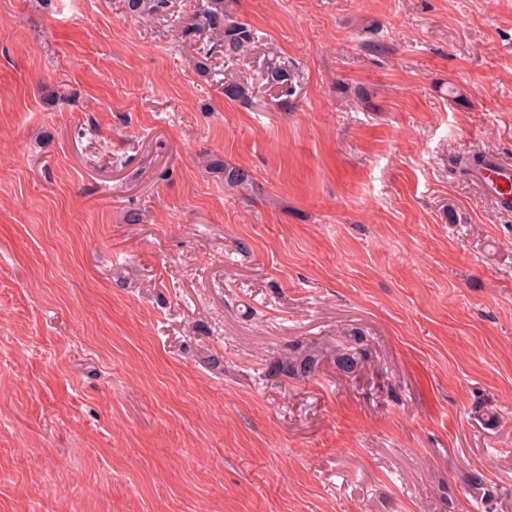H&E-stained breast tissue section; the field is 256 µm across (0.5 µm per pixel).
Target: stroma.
Wrapping results in <instances>:
<instances>
[{
	"label": "stroma",
	"instance_id": "obj_1",
	"mask_svg": "<svg viewBox=\"0 0 512 512\" xmlns=\"http://www.w3.org/2000/svg\"><path fill=\"white\" fill-rule=\"evenodd\" d=\"M195 3L0 0V512H512V0ZM169 0H126L127 13L132 17H152L168 7ZM229 5V0H200L195 13L179 31L182 40L202 29L212 33L210 40L196 49L199 57L195 66L203 75L211 74L208 63L217 48L230 60L245 55L254 42L252 29L233 19ZM263 72L264 79L267 80L271 86L279 85L282 89V93H291L293 91V73L274 56L271 58L268 57ZM252 84L245 76L231 74L224 76V95L230 100H245L250 96ZM470 181L478 195L505 215L512 214V158L489 154L473 170ZM367 352L352 336H329L321 341H293L281 357L273 361L272 372L292 380L314 375L325 360L344 374L360 371Z\"/></svg>",
	"mask_w": 512,
	"mask_h": 512
}]
</instances>
